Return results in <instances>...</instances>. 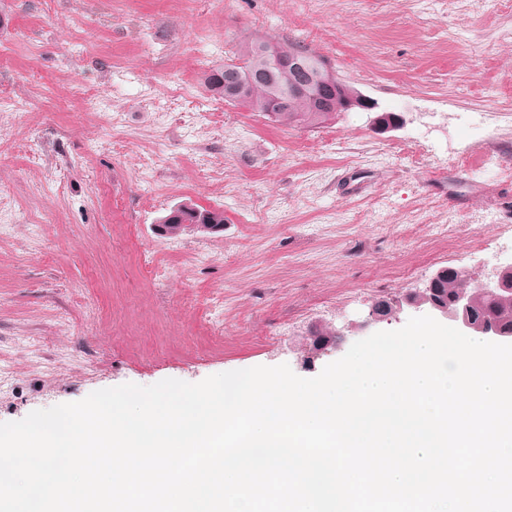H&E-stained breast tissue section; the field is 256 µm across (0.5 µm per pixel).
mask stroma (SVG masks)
Listing matches in <instances>:
<instances>
[{"mask_svg": "<svg viewBox=\"0 0 512 512\" xmlns=\"http://www.w3.org/2000/svg\"><path fill=\"white\" fill-rule=\"evenodd\" d=\"M268 39L374 109L284 126L209 91ZM183 203L223 230L161 236ZM0 219V422L125 383L317 376L363 338L317 351L322 329L512 262V0H0Z\"/></svg>", "mask_w": 512, "mask_h": 512, "instance_id": "35a3bbf8", "label": "stroma"}]
</instances>
